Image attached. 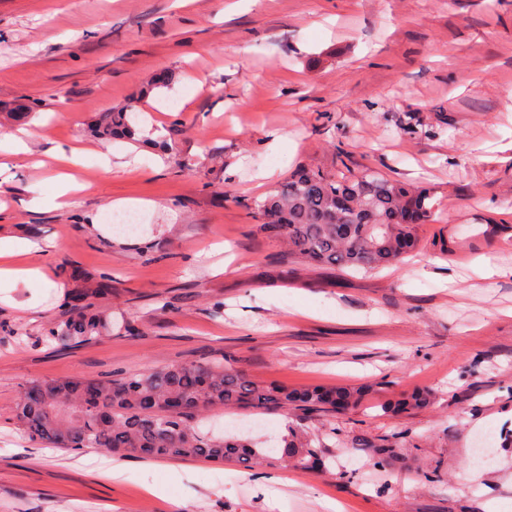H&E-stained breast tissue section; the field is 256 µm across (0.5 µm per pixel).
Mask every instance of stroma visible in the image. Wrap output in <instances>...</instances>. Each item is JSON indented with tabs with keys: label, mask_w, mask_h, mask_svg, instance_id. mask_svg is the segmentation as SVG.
<instances>
[{
	"label": "stroma",
	"mask_w": 512,
	"mask_h": 512,
	"mask_svg": "<svg viewBox=\"0 0 512 512\" xmlns=\"http://www.w3.org/2000/svg\"><path fill=\"white\" fill-rule=\"evenodd\" d=\"M137 102V171L98 113ZM28 113L13 118L15 109ZM81 150L92 186L48 200L53 167L0 173V240L43 281L0 288V512H488L512 502V0H0V128ZM418 126L415 135L408 126ZM283 139L271 143L270 129ZM345 159H338V152ZM429 188L438 208L404 264L337 270L287 258L258 203L297 168ZM144 199L136 231L109 224ZM478 237L467 260L456 238ZM40 253L25 254L26 244ZM502 268L482 276L480 259ZM112 333L46 336L102 276ZM228 361L291 390L364 389L344 414L225 410L224 431L277 444L300 424L325 465L255 471L123 459L34 441L32 382ZM425 390L407 415L383 403ZM267 422L259 429L255 420ZM494 432L471 481L472 448ZM390 449L383 470L367 446ZM433 482H426L425 474Z\"/></svg>",
	"instance_id": "1"
}]
</instances>
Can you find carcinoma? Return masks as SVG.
Wrapping results in <instances>:
<instances>
[{"mask_svg": "<svg viewBox=\"0 0 512 512\" xmlns=\"http://www.w3.org/2000/svg\"><path fill=\"white\" fill-rule=\"evenodd\" d=\"M133 106L103 113L92 125L105 144L131 139ZM432 195L380 173L358 176L299 169L257 205L264 229L281 237L288 256L316 265L372 271L400 263L416 243V226L433 219ZM111 292L97 288L74 298L69 318L49 330L50 340L75 347L103 335L109 317L89 298ZM363 390L344 386L290 390L258 383L222 361L148 367L131 375L34 382L16 403V419L50 448H106L135 459L230 461L244 470L278 453L303 468L323 462L322 451L303 429L290 425L270 450L244 435L216 436L204 429L203 414L226 408L253 411L344 413L358 406ZM429 405L423 390L387 403L391 412L411 413Z\"/></svg>", "mask_w": 512, "mask_h": 512, "instance_id": "obj_1", "label": "carcinoma"}]
</instances>
